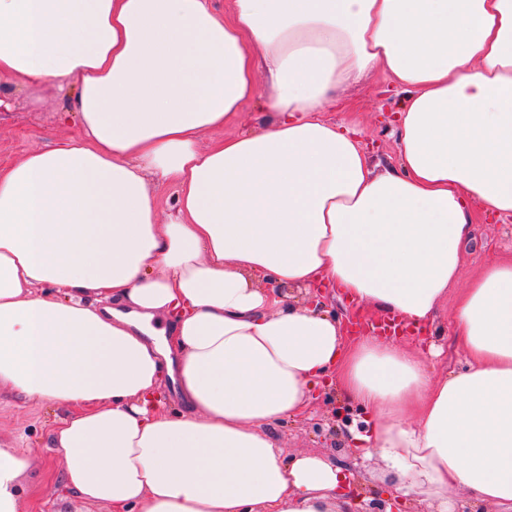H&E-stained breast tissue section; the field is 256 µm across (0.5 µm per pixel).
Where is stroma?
Listing matches in <instances>:
<instances>
[{
  "label": "stroma",
  "mask_w": 512,
  "mask_h": 512,
  "mask_svg": "<svg viewBox=\"0 0 512 512\" xmlns=\"http://www.w3.org/2000/svg\"><path fill=\"white\" fill-rule=\"evenodd\" d=\"M0 97L9 99L11 109L0 112V167L26 153L64 137L77 138L81 130L75 120L61 121L64 97L46 84L20 85L0 77ZM401 95L391 78L375 71L361 82L339 90L335 107L326 116L337 123H354L363 148L384 163H396L394 128ZM512 255V215L477 217L473 236L461 252L458 287H465L490 261ZM444 334L434 339L429 332L415 334L414 346L428 350L440 342L442 352L429 359L435 377L464 368L465 363L454 334L453 311L440 314ZM64 411L53 405L25 402L11 394H0V441L22 438L32 458V468L23 486L32 512H111L100 504H88L67 497L63 486L64 456L53 447L51 430ZM357 409H344L337 392L318 387L310 413L273 426L272 435L292 452L325 456L341 466H354L357 491L364 500H389L390 492L371 477L369 467L360 465V450L351 439V429L363 426Z\"/></svg>",
  "instance_id": "35a3bbf8"
}]
</instances>
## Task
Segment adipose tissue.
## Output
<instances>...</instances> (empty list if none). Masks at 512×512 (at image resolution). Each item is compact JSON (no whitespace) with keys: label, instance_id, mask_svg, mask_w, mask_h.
Listing matches in <instances>:
<instances>
[{"label":"adipose tissue","instance_id":"1","mask_svg":"<svg viewBox=\"0 0 512 512\" xmlns=\"http://www.w3.org/2000/svg\"><path fill=\"white\" fill-rule=\"evenodd\" d=\"M378 69L405 94L395 166L324 114ZM2 74L83 131L0 168V393L68 408V494L355 512L341 466L269 432L328 377L396 496L512 512V256L448 296L478 213H512V0H0ZM257 98V131L201 146ZM280 286L415 326L454 303L465 367L345 341ZM31 465L0 446V512H31Z\"/></svg>","mask_w":512,"mask_h":512}]
</instances>
